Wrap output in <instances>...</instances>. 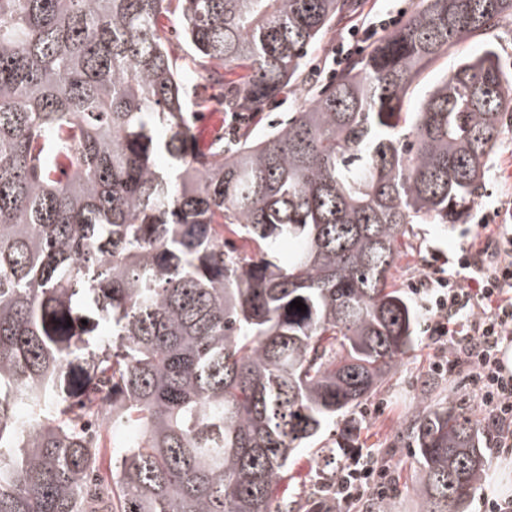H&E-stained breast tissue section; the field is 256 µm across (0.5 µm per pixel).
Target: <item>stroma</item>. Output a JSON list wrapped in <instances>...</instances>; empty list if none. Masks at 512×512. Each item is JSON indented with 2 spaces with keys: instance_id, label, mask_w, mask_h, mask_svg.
Instances as JSON below:
<instances>
[{
  "instance_id": "1",
  "label": "stroma",
  "mask_w": 512,
  "mask_h": 512,
  "mask_svg": "<svg viewBox=\"0 0 512 512\" xmlns=\"http://www.w3.org/2000/svg\"><path fill=\"white\" fill-rule=\"evenodd\" d=\"M512 201V116L508 117L496 154L492 158L479 196L470 209L468 223L443 228L434 224L414 227L413 243L420 248L422 261L405 269L399 279L410 289L429 271L447 270L448 259L467 240L471 225L482 213L493 216L494 223L511 224L512 212L505 203ZM438 352L427 336H418L415 347L398 363L387 381L358 410L360 435L358 451L375 452L393 474L394 491L380 504H360L354 512H420L414 491V475L419 468L413 449L408 448L404 428L425 404L448 402L472 410L483 420L482 410L467 395L456 379L431 373L430 364ZM339 427L330 424L320 435L316 448L302 449L289 463L288 472L302 478V504L312 503L316 489L334 481L339 467L331 449L336 445ZM487 476L475 490L468 512H479L483 498L512 494V447L486 451Z\"/></svg>"
}]
</instances>
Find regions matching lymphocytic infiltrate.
<instances>
[{"instance_id": "obj_1", "label": "lymphocytic infiltrate", "mask_w": 512, "mask_h": 512, "mask_svg": "<svg viewBox=\"0 0 512 512\" xmlns=\"http://www.w3.org/2000/svg\"><path fill=\"white\" fill-rule=\"evenodd\" d=\"M401 13L385 11L351 25L333 49V62L359 52L377 32L396 26ZM449 273L433 272L412 291L425 313L424 331L447 346L434 360L438 375L460 378L487 415L498 447H512V370L504 357L512 346V232L479 220L469 241L452 257ZM393 490V475L374 453L339 467L332 494L337 504L382 501Z\"/></svg>"}]
</instances>
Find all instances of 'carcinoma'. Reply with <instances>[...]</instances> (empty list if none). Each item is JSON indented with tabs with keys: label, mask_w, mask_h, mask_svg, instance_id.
Listing matches in <instances>:
<instances>
[{
	"label": "carcinoma",
	"mask_w": 512,
	"mask_h": 512,
	"mask_svg": "<svg viewBox=\"0 0 512 512\" xmlns=\"http://www.w3.org/2000/svg\"><path fill=\"white\" fill-rule=\"evenodd\" d=\"M348 9L0 0V512H296L274 498L295 452L336 419L353 450V411L416 341L413 225L467 221L512 112L490 42L412 111L411 86L512 0H421L256 140L209 139L179 76L262 112ZM411 436L421 512H465L472 411L429 404Z\"/></svg>",
	"instance_id": "1"
}]
</instances>
